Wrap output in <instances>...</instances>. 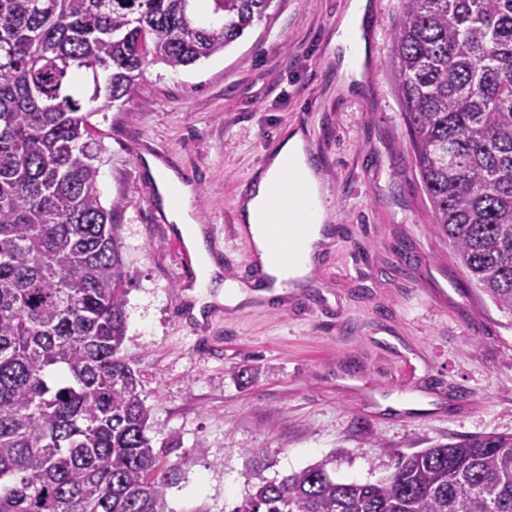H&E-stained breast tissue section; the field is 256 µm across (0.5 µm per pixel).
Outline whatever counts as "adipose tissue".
<instances>
[{
  "instance_id": "ef3b65f1",
  "label": "adipose tissue",
  "mask_w": 512,
  "mask_h": 512,
  "mask_svg": "<svg viewBox=\"0 0 512 512\" xmlns=\"http://www.w3.org/2000/svg\"><path fill=\"white\" fill-rule=\"evenodd\" d=\"M367 10L368 0H350L338 25L333 46L336 89L342 93L362 80L368 55L362 39ZM148 166L170 221L176 224L205 280H212L217 267L190 206L191 185L182 182L157 159H149ZM322 195L311 145L302 132H291L258 169L249 196L239 205L244 232L261 258L266 259V270L274 280V288L282 289L310 277L325 245L331 242L333 215L319 208ZM281 224L291 225V232L278 233Z\"/></svg>"
}]
</instances>
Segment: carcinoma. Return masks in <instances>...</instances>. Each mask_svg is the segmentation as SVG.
I'll use <instances>...</instances> for the list:
<instances>
[{
  "mask_svg": "<svg viewBox=\"0 0 512 512\" xmlns=\"http://www.w3.org/2000/svg\"><path fill=\"white\" fill-rule=\"evenodd\" d=\"M273 0H0V512H165L180 464L122 354L135 278L87 105L150 66L224 51ZM391 75L434 224L512 314V0H403ZM325 458L232 512H512V434L398 457L374 482Z\"/></svg>",
  "mask_w": 512,
  "mask_h": 512,
  "instance_id": "carcinoma-1",
  "label": "carcinoma"
}]
</instances>
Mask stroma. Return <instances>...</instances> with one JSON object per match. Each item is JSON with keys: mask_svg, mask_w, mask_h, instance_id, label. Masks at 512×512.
<instances>
[{"mask_svg": "<svg viewBox=\"0 0 512 512\" xmlns=\"http://www.w3.org/2000/svg\"><path fill=\"white\" fill-rule=\"evenodd\" d=\"M348 0H274L224 52L171 71L148 67L123 106L90 115L107 148L97 178L116 204L136 277L123 351L152 408L154 442L176 435L188 457L167 512H232L259 478L324 458L342 481L389 475L398 454L476 434H512V315L459 266L433 224L390 79L401 0H368L361 90L337 97L330 44ZM338 200L335 240L310 280L276 300L229 308L199 293L159 221L158 156L193 189L222 278L245 280L241 182L296 129ZM417 393L434 409L383 405Z\"/></svg>", "mask_w": 512, "mask_h": 512, "instance_id": "35a3bbf8", "label": "stroma"}]
</instances>
